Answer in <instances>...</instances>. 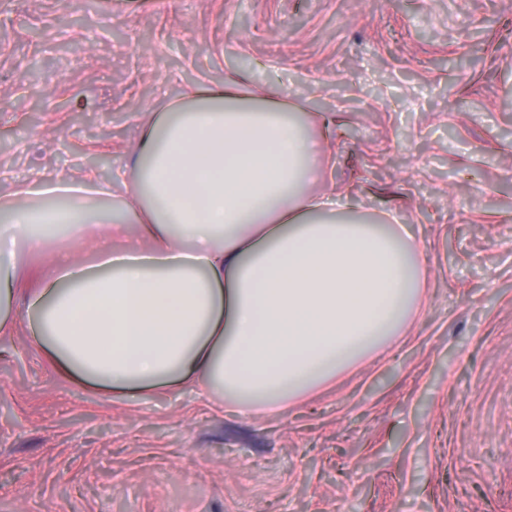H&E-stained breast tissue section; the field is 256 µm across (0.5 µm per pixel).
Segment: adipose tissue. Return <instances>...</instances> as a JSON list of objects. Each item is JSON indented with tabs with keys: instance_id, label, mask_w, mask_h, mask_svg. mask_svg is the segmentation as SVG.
Listing matches in <instances>:
<instances>
[{
	"instance_id": "obj_1",
	"label": "adipose tissue",
	"mask_w": 512,
	"mask_h": 512,
	"mask_svg": "<svg viewBox=\"0 0 512 512\" xmlns=\"http://www.w3.org/2000/svg\"><path fill=\"white\" fill-rule=\"evenodd\" d=\"M275 95L200 85L147 113L128 199L86 173L28 189L0 226V302L20 248H50V227L134 226L144 247L99 263L67 253L58 287L30 295L29 331L63 376L129 398L200 388L245 416L274 413L395 344L424 278L392 225L321 208L319 138Z\"/></svg>"
}]
</instances>
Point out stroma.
I'll return each instance as SVG.
<instances>
[{
    "label": "stroma",
    "instance_id": "obj_1",
    "mask_svg": "<svg viewBox=\"0 0 512 512\" xmlns=\"http://www.w3.org/2000/svg\"><path fill=\"white\" fill-rule=\"evenodd\" d=\"M276 93L315 196L398 219L427 270L402 343L281 412L77 384L0 307V512H512V0H0V205L115 183L140 116L199 84Z\"/></svg>",
    "mask_w": 512,
    "mask_h": 512
}]
</instances>
